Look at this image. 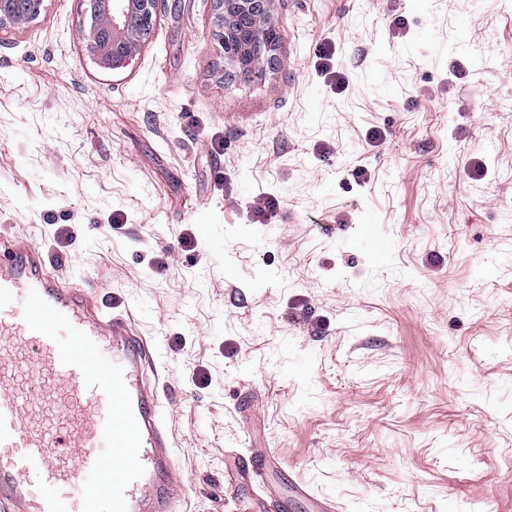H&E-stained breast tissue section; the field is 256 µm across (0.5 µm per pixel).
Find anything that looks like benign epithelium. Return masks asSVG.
<instances>
[{"instance_id": "obj_1", "label": "benign epithelium", "mask_w": 512, "mask_h": 512, "mask_svg": "<svg viewBox=\"0 0 512 512\" xmlns=\"http://www.w3.org/2000/svg\"><path fill=\"white\" fill-rule=\"evenodd\" d=\"M44 0H0V27L36 20ZM88 52L101 66L126 67L150 37L167 0H86ZM271 0H212L224 60L242 72L258 73L273 57L280 33L268 21Z\"/></svg>"}]
</instances>
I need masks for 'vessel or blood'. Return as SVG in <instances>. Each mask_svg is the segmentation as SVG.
Masks as SVG:
<instances>
[{
  "label": "vessel or blood",
  "instance_id": "vessel-or-blood-1",
  "mask_svg": "<svg viewBox=\"0 0 512 512\" xmlns=\"http://www.w3.org/2000/svg\"><path fill=\"white\" fill-rule=\"evenodd\" d=\"M37 243L0 234V507L173 512L179 493L152 349L129 315L49 271ZM32 363L34 383H18ZM270 452L241 460L250 482Z\"/></svg>",
  "mask_w": 512,
  "mask_h": 512
}]
</instances>
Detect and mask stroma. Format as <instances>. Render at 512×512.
I'll return each mask as SVG.
<instances>
[{"instance_id":"obj_1","label":"stroma","mask_w":512,"mask_h":512,"mask_svg":"<svg viewBox=\"0 0 512 512\" xmlns=\"http://www.w3.org/2000/svg\"><path fill=\"white\" fill-rule=\"evenodd\" d=\"M85 8L0 27V231L153 339L175 512H278L296 483L336 512H512V0H271L249 78L212 0L118 70ZM254 448L275 461L236 485Z\"/></svg>"}]
</instances>
